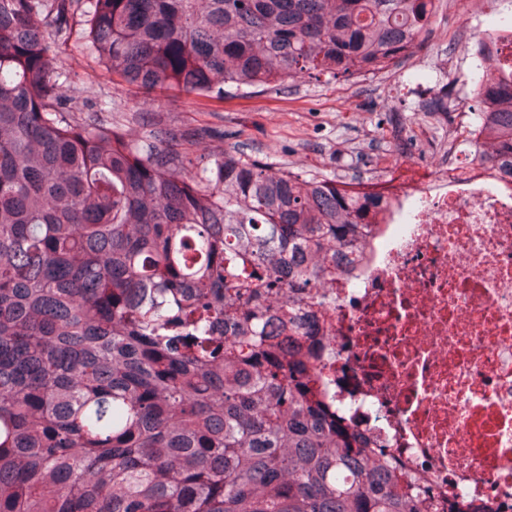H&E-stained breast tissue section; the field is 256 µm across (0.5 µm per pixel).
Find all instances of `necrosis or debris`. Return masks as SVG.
Returning <instances> with one entry per match:
<instances>
[{
  "instance_id": "necrosis-or-debris-1",
  "label": "necrosis or debris",
  "mask_w": 512,
  "mask_h": 512,
  "mask_svg": "<svg viewBox=\"0 0 512 512\" xmlns=\"http://www.w3.org/2000/svg\"><path fill=\"white\" fill-rule=\"evenodd\" d=\"M435 150L323 288L313 386L397 488L512 512V180Z\"/></svg>"
}]
</instances>
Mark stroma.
I'll return each mask as SVG.
<instances>
[{
	"instance_id": "1",
	"label": "stroma",
	"mask_w": 512,
	"mask_h": 512,
	"mask_svg": "<svg viewBox=\"0 0 512 512\" xmlns=\"http://www.w3.org/2000/svg\"><path fill=\"white\" fill-rule=\"evenodd\" d=\"M432 24L437 29L434 43L413 49L400 64L374 75L351 82L298 78L275 91L221 103L179 94L170 98L168 109L188 125L224 127L231 143L248 154L298 172L328 169L330 157L353 148L363 157L345 174L365 181L406 161L426 166L431 156L424 146L442 140L443 132L432 125L408 123L414 104L411 88L429 64L443 57L455 77L465 79L473 36L454 0H440ZM70 26V37L56 47L58 64L70 84L96 103L98 119L108 118L113 103L126 101L127 95L114 89L111 74L91 55L80 20L72 19ZM394 110L406 119V135L414 142L406 154L393 142L386 122Z\"/></svg>"
}]
</instances>
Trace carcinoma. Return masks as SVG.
<instances>
[{"instance_id":"cac0c4a2","label":"carcinoma","mask_w":512,"mask_h":512,"mask_svg":"<svg viewBox=\"0 0 512 512\" xmlns=\"http://www.w3.org/2000/svg\"><path fill=\"white\" fill-rule=\"evenodd\" d=\"M83 9L143 94L112 120L59 95ZM435 0H0V512H421L314 394L312 309L381 204L188 127L171 91L246 98L398 64ZM457 79L415 119L447 112ZM473 160L512 178V69Z\"/></svg>"}]
</instances>
